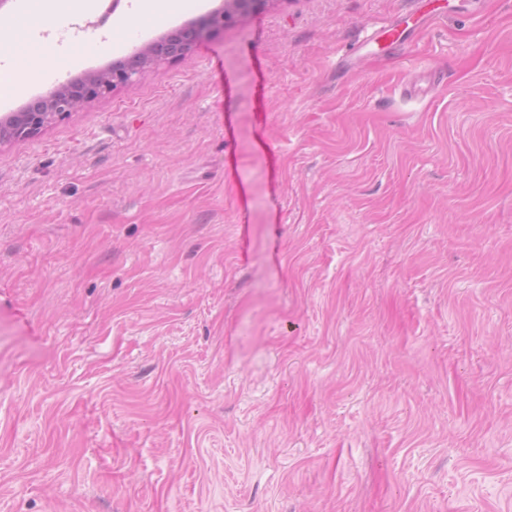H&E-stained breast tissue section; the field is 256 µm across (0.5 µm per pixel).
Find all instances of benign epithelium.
Listing matches in <instances>:
<instances>
[{"instance_id":"1","label":"benign epithelium","mask_w":512,"mask_h":512,"mask_svg":"<svg viewBox=\"0 0 512 512\" xmlns=\"http://www.w3.org/2000/svg\"><path fill=\"white\" fill-rule=\"evenodd\" d=\"M270 2L272 0H219V5L206 14L144 44L132 59L115 60L106 70L64 83L50 96L31 101L22 111L4 115L0 118V145L36 137L85 105L135 83L147 68L186 56L203 39L243 21Z\"/></svg>"}]
</instances>
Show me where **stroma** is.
<instances>
[{"instance_id":"35a3bbf8","label":"stroma","mask_w":512,"mask_h":512,"mask_svg":"<svg viewBox=\"0 0 512 512\" xmlns=\"http://www.w3.org/2000/svg\"><path fill=\"white\" fill-rule=\"evenodd\" d=\"M214 5L51 0L0 116ZM0 512H512V0H274L1 145ZM138 9L134 14L133 20L136 24L141 25L148 22L157 12L166 9H175L181 2L177 0H139Z\"/></svg>"}]
</instances>
